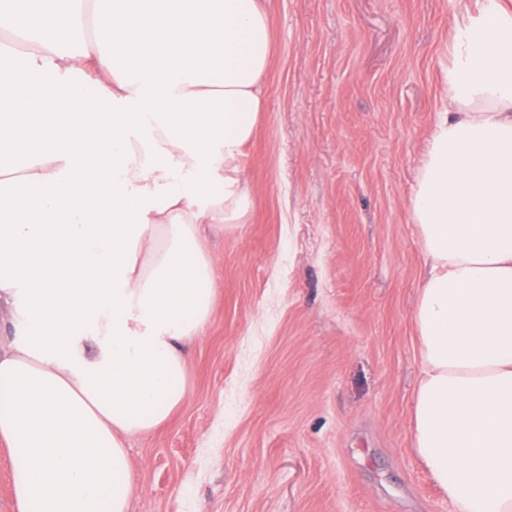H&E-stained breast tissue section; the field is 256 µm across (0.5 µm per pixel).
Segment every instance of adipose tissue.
Returning a JSON list of instances; mask_svg holds the SVG:
<instances>
[{
    "mask_svg": "<svg viewBox=\"0 0 512 512\" xmlns=\"http://www.w3.org/2000/svg\"><path fill=\"white\" fill-rule=\"evenodd\" d=\"M61 2L0 0V445L15 512H128L126 441L183 404L210 319L199 228L250 212L272 36L265 0H85L75 58ZM446 80L409 209L410 443L452 512H512V0L456 18Z\"/></svg>",
    "mask_w": 512,
    "mask_h": 512,
    "instance_id": "adipose-tissue-1",
    "label": "adipose tissue"
}]
</instances>
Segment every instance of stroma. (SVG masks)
Wrapping results in <instances>:
<instances>
[{"label":"stroma","instance_id":"stroma-1","mask_svg":"<svg viewBox=\"0 0 512 512\" xmlns=\"http://www.w3.org/2000/svg\"><path fill=\"white\" fill-rule=\"evenodd\" d=\"M473 0H267L247 223L215 224L211 316L130 512H450L409 440L423 267L409 215Z\"/></svg>","mask_w":512,"mask_h":512}]
</instances>
